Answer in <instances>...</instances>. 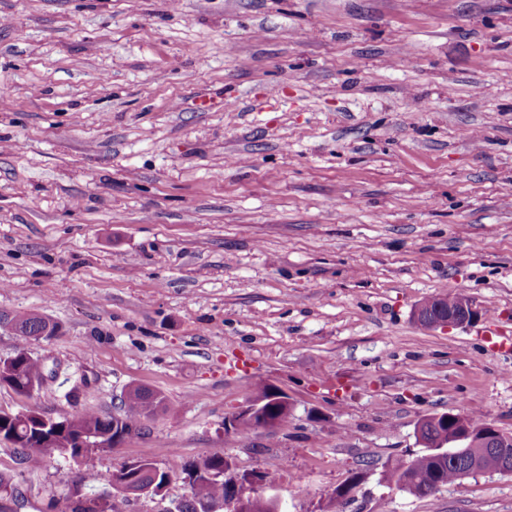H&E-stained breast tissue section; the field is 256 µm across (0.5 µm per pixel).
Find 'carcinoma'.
I'll use <instances>...</instances> for the list:
<instances>
[{"instance_id":"carcinoma-1","label":"carcinoma","mask_w":512,"mask_h":512,"mask_svg":"<svg viewBox=\"0 0 512 512\" xmlns=\"http://www.w3.org/2000/svg\"><path fill=\"white\" fill-rule=\"evenodd\" d=\"M42 363L28 355L25 348L19 347L9 362L7 375L3 381L20 395L30 394V383L34 378L42 377ZM124 409L119 416L104 415L93 409H87L70 417L55 420V429L59 431L61 440L54 450L67 454L73 459H80V464L90 468L95 466L101 448H75L71 442L83 434L122 437L135 430L144 418L155 415L164 408V398L156 391L140 386L128 390L123 401ZM456 418L447 414L437 423L429 424L426 431L428 439L434 441L441 434L448 432ZM38 428L36 420L21 418L17 414L0 415V438L19 445L22 449L20 461L27 470L40 468L48 448H32L30 444L42 440V435L51 433ZM501 463L499 455L494 453H474L470 450L454 455L438 453L429 449L427 452L408 460H397L392 463L383 475L384 481L399 490L415 497L428 496L439 488L451 484L461 478V472L477 465L485 473H496ZM184 474L191 488L185 508L182 512H206V506L215 500L224 498L227 487L224 486V457L210 455L193 461L184 467ZM136 482L140 488L158 487L162 478L154 470V462L144 461Z\"/></svg>"}]
</instances>
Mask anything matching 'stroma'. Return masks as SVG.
I'll list each match as a JSON object with an SVG mask.
<instances>
[{
	"label": "stroma",
	"mask_w": 512,
	"mask_h": 512,
	"mask_svg": "<svg viewBox=\"0 0 512 512\" xmlns=\"http://www.w3.org/2000/svg\"><path fill=\"white\" fill-rule=\"evenodd\" d=\"M2 83L0 314L59 330L0 328L45 374L0 385V413L166 403L91 469L25 472L0 441L19 512L139 459L172 470L166 498L120 512H163L213 454L275 475L287 512H512V474L383 479L424 416L512 434V352L486 334L512 338V0H0ZM456 293L477 321L414 322ZM260 385L292 413L240 434Z\"/></svg>",
	"instance_id": "obj_1"
}]
</instances>
